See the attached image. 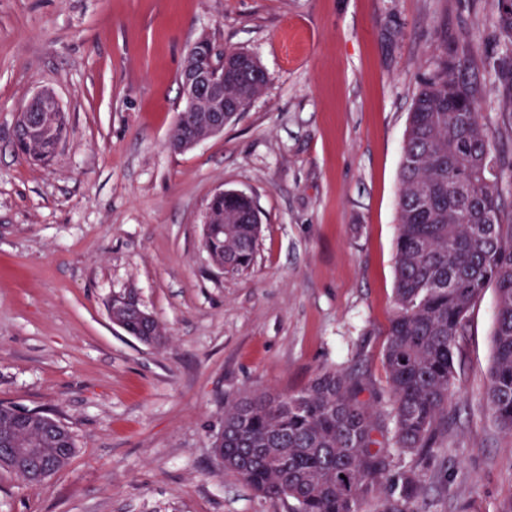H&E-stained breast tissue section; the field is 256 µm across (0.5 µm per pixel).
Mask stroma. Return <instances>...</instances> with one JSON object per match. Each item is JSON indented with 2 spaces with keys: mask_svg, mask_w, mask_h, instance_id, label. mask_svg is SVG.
<instances>
[{
  "mask_svg": "<svg viewBox=\"0 0 512 512\" xmlns=\"http://www.w3.org/2000/svg\"><path fill=\"white\" fill-rule=\"evenodd\" d=\"M249 52L266 88L194 148L169 135L188 49ZM474 43L461 74L488 84L501 50L490 0H0V403L69 425L77 451L40 484L0 470V512H288L213 455L224 399L289 395L319 373L386 388L407 114L440 41ZM66 132L48 165L12 150L40 89ZM260 212L252 269L202 247L217 189ZM134 294L162 324L148 346L112 322ZM494 289L470 311L458 393L418 512H504L512 437L485 404Z\"/></svg>",
  "mask_w": 512,
  "mask_h": 512,
  "instance_id": "35a3bbf8",
  "label": "stroma"
}]
</instances>
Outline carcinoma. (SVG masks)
Returning <instances> with one entry per match:
<instances>
[{
	"label": "carcinoma",
	"instance_id": "1",
	"mask_svg": "<svg viewBox=\"0 0 512 512\" xmlns=\"http://www.w3.org/2000/svg\"><path fill=\"white\" fill-rule=\"evenodd\" d=\"M503 48L489 88L460 79L459 59L442 39L433 70L420 81L407 117L398 202L396 314L384 350L394 433L400 452H431L448 430V405L457 384L455 350L475 302L494 288L496 318L485 392L501 432L512 437V220L504 218L503 183L512 185V160L495 147L480 101L496 94L512 122V0H491ZM227 50L224 96L229 115L260 97L264 70L252 62L239 74ZM15 153L42 162L52 142L13 144ZM215 219L204 234L211 262L226 272L250 268L259 224L253 200L228 193L211 203ZM112 321L131 334L140 318L115 299ZM354 377L325 371L287 395L245 392L224 399V420L214 440L224 471L238 474L256 494L294 503L293 512H362L370 487L389 470V455L373 437L377 405L359 399ZM16 408L0 403V437L20 436L40 449L39 461L62 468L56 436L38 420L15 431ZM422 476L398 478L399 497L380 512H417Z\"/></svg>",
	"mask_w": 512,
	"mask_h": 512
}]
</instances>
